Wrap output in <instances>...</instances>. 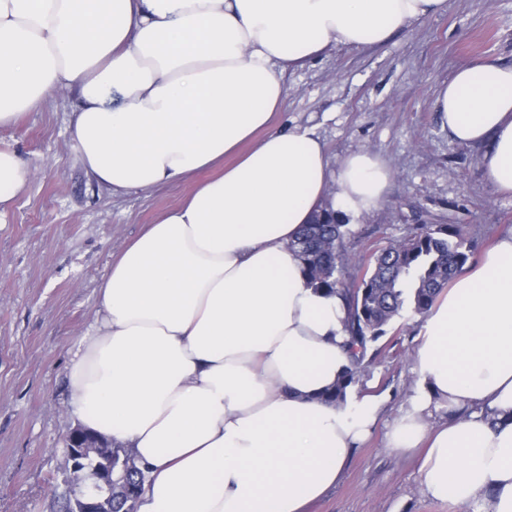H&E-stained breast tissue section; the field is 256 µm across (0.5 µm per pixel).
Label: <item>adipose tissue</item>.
Wrapping results in <instances>:
<instances>
[{"label":"adipose tissue","instance_id":"adipose-tissue-1","mask_svg":"<svg viewBox=\"0 0 512 512\" xmlns=\"http://www.w3.org/2000/svg\"><path fill=\"white\" fill-rule=\"evenodd\" d=\"M445 2L0 0V128L71 92L69 137L100 186L195 182L113 261L70 366L73 414L146 474L137 512H304L368 434L378 396L321 399L349 365L344 302L290 244L323 207L375 209L392 174L367 151L330 162L273 118L287 67L382 43ZM436 112L512 195V65L460 66ZM31 175L0 149V214ZM418 340L422 408L469 414L409 415L390 448H421L426 495L512 512V233L449 283Z\"/></svg>","mask_w":512,"mask_h":512}]
</instances>
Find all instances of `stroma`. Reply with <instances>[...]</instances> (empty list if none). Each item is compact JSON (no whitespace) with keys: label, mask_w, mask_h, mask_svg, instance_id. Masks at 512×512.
I'll use <instances>...</instances> for the list:
<instances>
[{"label":"stroma","mask_w":512,"mask_h":512,"mask_svg":"<svg viewBox=\"0 0 512 512\" xmlns=\"http://www.w3.org/2000/svg\"><path fill=\"white\" fill-rule=\"evenodd\" d=\"M512 64V0H447L442 13L356 50L330 47L286 69L277 124L315 132L336 159L362 150L393 178L383 202L348 220L349 254L402 236L416 224H457L482 254L512 231V196L497 194L481 147L453 143L435 112L439 86L462 64ZM76 96L55 94L13 128L0 149L27 158L33 175L0 218V512H59L68 466V373L93 324L111 262L191 183L109 194L79 160L66 132ZM421 317L405 311L386 328L358 382L384 404L336 486L308 512H458L422 490L419 457L387 446L413 406Z\"/></svg>","instance_id":"obj_1"}]
</instances>
